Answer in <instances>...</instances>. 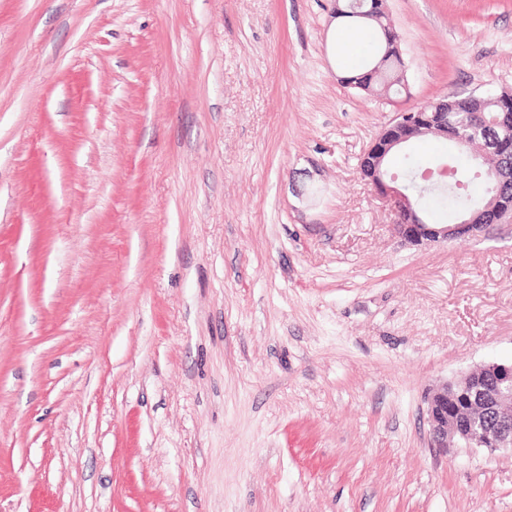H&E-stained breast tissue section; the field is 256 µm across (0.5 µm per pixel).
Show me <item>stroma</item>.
Returning a JSON list of instances; mask_svg holds the SVG:
<instances>
[{
    "instance_id": "stroma-1",
    "label": "stroma",
    "mask_w": 512,
    "mask_h": 512,
    "mask_svg": "<svg viewBox=\"0 0 512 512\" xmlns=\"http://www.w3.org/2000/svg\"><path fill=\"white\" fill-rule=\"evenodd\" d=\"M335 0H0V512H512L424 395L512 359V223L404 245L358 161L512 93V0H388L396 100Z\"/></svg>"
}]
</instances>
